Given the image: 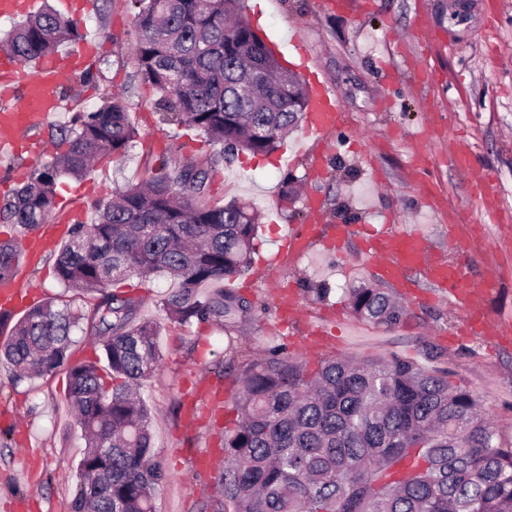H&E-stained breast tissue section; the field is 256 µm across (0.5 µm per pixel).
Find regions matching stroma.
Masks as SVG:
<instances>
[{
	"label": "stroma",
	"instance_id": "obj_1",
	"mask_svg": "<svg viewBox=\"0 0 512 512\" xmlns=\"http://www.w3.org/2000/svg\"><path fill=\"white\" fill-rule=\"evenodd\" d=\"M325 2L245 0L243 9L285 64L337 94L345 121L321 149L322 171L313 168L315 147L302 127L277 152H242L217 163V145L167 121L157 94L136 74L131 0H96L80 16V33L96 50L83 71L66 79L67 96L53 124L35 132L55 149L52 125L95 109L110 93L125 96L138 130L127 151L99 157L82 178L59 181L47 223L50 252L31 264L24 283L39 298L93 314L96 297L58 285L53 253L67 225L90 220L94 202L162 166L207 168L205 204L240 199L260 213L251 266L223 283L225 294L248 305L232 331L169 322L160 306L168 279L133 276L111 286L113 293L141 299L139 318L161 325L158 368L140 389L153 412L154 451L168 473L155 512H206L222 431L237 418L243 363L230 361L233 344L257 357L283 347L313 363L344 355L411 357L473 391L484 413L512 436V335L463 342L448 336L462 314L436 298L422 271L410 272L400 287L377 276L366 255H339L318 242L292 258L286 248L313 197L324 208V234L336 224L370 230L392 219L421 225L431 245L447 249L448 212L469 209L475 193L469 173L448 166V149L460 139L469 142L475 168L493 174L503 217L512 220V0H350L339 11ZM430 112L438 126L428 136ZM287 179L295 189L291 197L283 194ZM368 285L407 301L408 316L388 328L351 314L347 293ZM11 377L0 366V512H14L17 501L25 502L24 512H70L84 440L67 404L68 374L61 369L18 385ZM28 440L39 455L25 468L20 448Z\"/></svg>",
	"mask_w": 512,
	"mask_h": 512
}]
</instances>
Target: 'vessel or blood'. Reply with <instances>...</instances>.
Returning <instances> with one entry per match:
<instances>
[{
	"label": "vessel or blood",
	"mask_w": 512,
	"mask_h": 512,
	"mask_svg": "<svg viewBox=\"0 0 512 512\" xmlns=\"http://www.w3.org/2000/svg\"><path fill=\"white\" fill-rule=\"evenodd\" d=\"M93 43H83L81 51L42 57L28 70L8 52L0 53V160L9 161L17 148V136L23 130L43 124L61 107L60 90L66 75L75 71L82 56L93 53ZM333 96L320 83L311 89L308 108V133L316 138L327 136L339 122L332 104ZM475 188L484 217L499 220L500 198L495 183L477 178ZM448 245L462 246L472 255L484 250L483 235L469 233L459 216H448ZM377 273L386 280L404 283L409 271L422 269L439 288L447 289L454 304L464 315L466 333L487 335L493 322L486 308L488 297L499 288L501 276L496 266H487L481 278H474L466 262H448L433 254L423 230L411 225L384 226L363 241ZM23 303L22 278L14 276L0 282V310L14 311Z\"/></svg>",
	"instance_id": "b4317fda"
}]
</instances>
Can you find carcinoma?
Returning a JSON list of instances; mask_svg holds the SVG:
<instances>
[{
  "instance_id": "carcinoma-1",
  "label": "carcinoma",
  "mask_w": 512,
  "mask_h": 512,
  "mask_svg": "<svg viewBox=\"0 0 512 512\" xmlns=\"http://www.w3.org/2000/svg\"><path fill=\"white\" fill-rule=\"evenodd\" d=\"M141 82L168 120L220 145L214 162L268 154L307 111L299 75L263 50L242 0H132ZM80 39L74 20L45 6L0 41L22 62ZM138 132L121 95L75 112L51 138L64 146L32 167L0 205V220L26 234L55 208L56 184L81 177L102 154L126 151ZM209 170L183 165L127 184L92 205L54 261L67 291L99 294L84 315L48 300L30 308L0 345L13 383L67 369L69 408L84 432L72 512H154L151 491L168 480L153 450L151 410L138 396L160 358V326L137 318L142 299L108 291L130 276L162 275L173 287L166 317L235 323L243 300L218 288L249 264L259 214L232 200L200 202ZM21 240L0 241V281L12 277ZM351 313L393 327L405 306L381 288H354ZM99 338L103 360L71 362L77 332ZM224 430L213 512H512V442L480 400L447 374L411 359L353 356L308 362L274 349L251 360Z\"/></svg>"
}]
</instances>
